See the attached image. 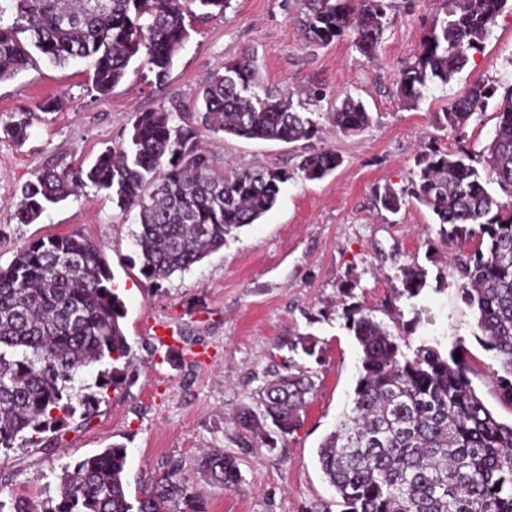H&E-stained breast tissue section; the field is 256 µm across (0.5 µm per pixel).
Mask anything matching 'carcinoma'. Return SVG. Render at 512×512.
Returning <instances> with one entry per match:
<instances>
[{
  "label": "carcinoma",
  "instance_id": "carcinoma-1",
  "mask_svg": "<svg viewBox=\"0 0 512 512\" xmlns=\"http://www.w3.org/2000/svg\"><path fill=\"white\" fill-rule=\"evenodd\" d=\"M508 0H443L399 93L415 103L462 72L490 37ZM301 25L312 46L348 38L375 56L390 23L389 0H301ZM231 0H0V82L40 55L61 66L91 61L88 82L104 98L140 60L164 84L193 24L222 17ZM10 22H4V16ZM496 89L472 86L437 116L442 129L463 126ZM191 112L178 101L139 112L127 145L89 167L46 168L12 203L20 224L92 184L122 211L137 210L141 273L150 285L183 273L224 248L226 236L255 224L275 205L288 171L258 167L227 172L198 147L202 131L239 138L305 142L297 170L320 180L341 165L338 154L310 145L317 123L286 92L260 89L252 55L224 64L201 88ZM498 123L483 169L465 151H429L406 191L375 189L379 208L396 214L411 198L437 217L446 243L473 241L454 255L460 299L477 315L476 336L496 352L500 399L512 406V83L503 87ZM342 132H361L372 118L362 101L344 97L330 113ZM401 294L426 285L415 263L399 267ZM124 302L112 288L101 246L78 235L38 238L0 266V450L37 445L58 432L80 406L132 377L135 354L124 333ZM361 370L349 410L318 447L320 469L341 500V512H512V423L493 414L472 387L457 348H415L368 315L352 311ZM97 368L94 383L83 372ZM315 390L304 372H278L235 418L232 441L246 452L278 451L302 425ZM127 448L114 443L57 476L45 501L0 500V512H207V502L172 460L149 487L130 495ZM198 470L211 486L235 491L238 457L205 453Z\"/></svg>",
  "mask_w": 512,
  "mask_h": 512
}]
</instances>
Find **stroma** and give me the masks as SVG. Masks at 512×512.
<instances>
[{"label":"stroma","instance_id":"1","mask_svg":"<svg viewBox=\"0 0 512 512\" xmlns=\"http://www.w3.org/2000/svg\"><path fill=\"white\" fill-rule=\"evenodd\" d=\"M438 6L439 0H392L391 23L369 59L345 38L306 45L295 22L298 0H232L223 17L196 23L162 87L149 88L147 70L131 71L98 99L87 90L82 61L64 67L41 61L0 82V265L23 243L50 235L101 244L137 355L133 384L109 389L89 415L75 414L50 434L49 447L0 455L1 499L55 495L62 466L122 443L134 492L174 459L208 512H340L317 449L354 396L361 348L346 316L354 307L407 335L412 346H462L473 388L499 420L512 422V406L498 395L494 354L474 336L475 316L457 296L447 264L452 249L439 239L433 213L413 200L395 215L372 202L375 188L406 189L427 149L464 150L479 160L494 136L498 98L456 130L437 128L435 116L474 84L512 81L510 9L448 84L435 85L415 104L398 95L400 75L420 52ZM246 52L265 85L310 104L320 145L342 159L330 176L309 181L297 173L301 144L203 133L201 144L217 166L279 167L292 178L258 223L233 232L223 249L156 289L140 272L135 211H121L105 191L86 186L33 224L13 218L11 202L41 169L91 165L127 139L137 113L174 99L193 108L200 86ZM347 95L373 117L362 132L343 133L329 121ZM55 97L64 100L59 111L36 109V102ZM21 119L29 127L19 144L3 129ZM412 261L425 269L427 282L409 299L399 294L398 269ZM161 323L173 329L177 351L155 341L153 328ZM299 336L314 343V355L289 348ZM287 363L315 382L301 427L279 453L256 448L243 455L240 490L213 489L196 470L198 456L234 452L235 412Z\"/></svg>","mask_w":512,"mask_h":512}]
</instances>
